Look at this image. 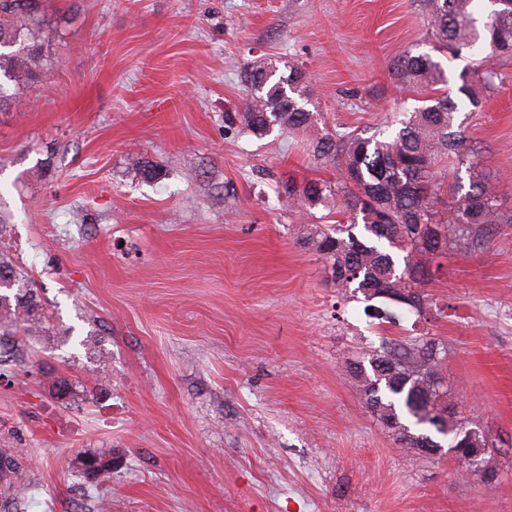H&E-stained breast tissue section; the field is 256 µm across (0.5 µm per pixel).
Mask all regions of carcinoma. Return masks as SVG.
<instances>
[{
	"label": "carcinoma",
	"mask_w": 512,
	"mask_h": 512,
	"mask_svg": "<svg viewBox=\"0 0 512 512\" xmlns=\"http://www.w3.org/2000/svg\"><path fill=\"white\" fill-rule=\"evenodd\" d=\"M431 51H407L392 64L395 78L423 95L422 105L409 114L393 135L366 136L362 132L325 130L310 141L313 158L333 167L334 181L309 179L282 190L288 202L314 209H332L335 224H311L306 242L314 246L330 270L336 291L360 292L384 299L380 318L396 322L405 307L419 317L438 308L434 295L419 289L431 275L438 255L470 253L475 238L502 221L497 196L489 186L478 156H460L462 145L453 130L457 103L439 94L447 77L435 54L478 51L471 76L459 91L477 109L495 87L493 61L512 57V0H488L485 19L475 16L481 0H426ZM44 25L42 0H0V111L21 105L26 89L42 79ZM288 74L278 73L273 60L259 57L246 70L244 110L235 113L241 127L263 136L277 127L305 134L317 124L306 104L309 75L290 63ZM468 163L469 185L449 211L440 209L437 165L448 154ZM46 316L35 289L22 272L0 257V334L32 342L42 335ZM448 346L422 334L406 340L384 339L379 347L359 352L349 369L360 387L365 407L382 427L393 433L399 447L419 454L426 448L448 447L463 474L473 462L482 463V483L498 480L487 435L458 417L444 389L440 367ZM60 400L93 393L94 388L66 378L51 384ZM447 438L442 443L439 436ZM77 468L86 481L112 468V449L84 453Z\"/></svg>",
	"instance_id": "1"
}]
</instances>
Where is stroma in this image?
Wrapping results in <instances>:
<instances>
[{
	"label": "stroma",
	"mask_w": 512,
	"mask_h": 512,
	"mask_svg": "<svg viewBox=\"0 0 512 512\" xmlns=\"http://www.w3.org/2000/svg\"><path fill=\"white\" fill-rule=\"evenodd\" d=\"M35 106L0 112V253L55 330L0 363V452L25 466L0 512H512V222L434 263L445 318L380 325L337 294L287 181L335 180L307 138L232 122L257 56L311 74L320 126L395 133L420 97L422 0H43ZM454 128L512 213V58ZM134 156L160 166L156 179ZM448 345L442 377L492 440L495 487L399 448L348 361L382 339ZM106 376L63 406L52 375ZM112 451L96 483L78 457Z\"/></svg>",
	"instance_id": "stroma-1"
}]
</instances>
